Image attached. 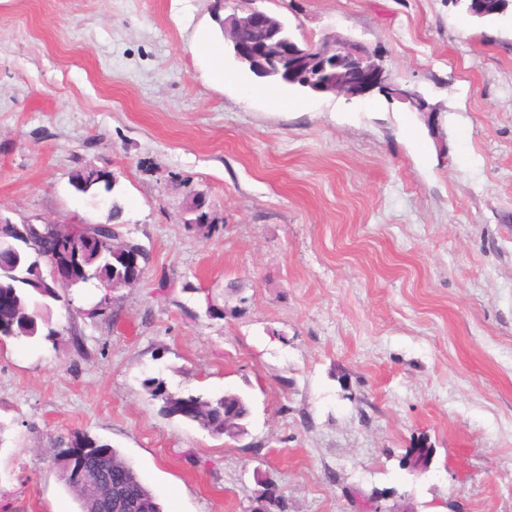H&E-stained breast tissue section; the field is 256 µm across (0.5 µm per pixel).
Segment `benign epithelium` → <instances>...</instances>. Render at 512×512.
I'll list each match as a JSON object with an SVG mask.
<instances>
[{"label":"benign epithelium","mask_w":512,"mask_h":512,"mask_svg":"<svg viewBox=\"0 0 512 512\" xmlns=\"http://www.w3.org/2000/svg\"><path fill=\"white\" fill-rule=\"evenodd\" d=\"M512 0H469V11L483 14L487 10L506 9ZM249 28L254 38L249 43L239 40L241 28ZM274 22L270 14L258 7H251L244 16L233 13L224 18V36L231 41L236 57L248 64L259 77L278 72L286 78L305 79L312 83L317 93H332L347 97H359L371 90L386 85V69L376 59V55L363 43L345 37L330 35L317 45L298 46L274 42L270 33ZM388 92L409 106L423 112L422 97L414 90L399 86L388 88ZM80 244L77 234H68V227L49 225V230L39 234L31 243V249L48 267V276L56 287L70 289L79 277H88L87 269L79 261L80 251H75L74 261L62 262L59 252L67 241ZM81 276H76L74 270ZM146 273L138 258L131 257L121 278L103 285L105 290L140 282ZM102 486L109 499V507L114 512H131L142 504L130 503L123 495V489L131 477V472L120 467L103 470ZM279 487L266 483V489L256 500L251 512H273L272 506Z\"/></svg>","instance_id":"benign-epithelium-1"}]
</instances>
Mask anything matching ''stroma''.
Here are the masks:
<instances>
[{"instance_id":"stroma-1","label":"stroma","mask_w":512,"mask_h":512,"mask_svg":"<svg viewBox=\"0 0 512 512\" xmlns=\"http://www.w3.org/2000/svg\"><path fill=\"white\" fill-rule=\"evenodd\" d=\"M293 38L358 40L427 111L313 95L233 58L214 0H0V214L103 222L111 171L145 278L51 304L0 345V512H79L53 467L111 445L163 512H512V12L463 0H257ZM267 88L276 108L250 96ZM202 196L212 223L189 225ZM247 397L236 441L144 387ZM433 454L403 466L410 448ZM195 49L200 55L206 57L205 77L209 82L217 85L224 83V49L207 42H198ZM86 167H81L72 176L74 187L82 192L87 193L92 189H99L101 186L106 193H110L114 189L115 181L110 171L101 170L99 177L91 180L86 176Z\"/></svg>"}]
</instances>
